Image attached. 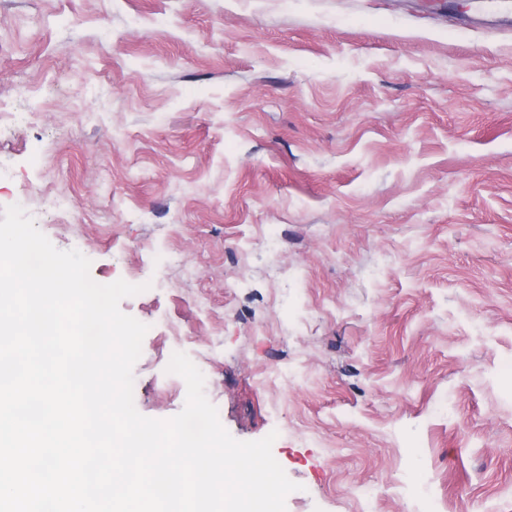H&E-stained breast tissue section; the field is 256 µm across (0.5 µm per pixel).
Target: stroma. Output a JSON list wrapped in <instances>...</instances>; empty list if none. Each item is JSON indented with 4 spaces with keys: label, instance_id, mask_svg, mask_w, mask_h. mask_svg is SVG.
Masks as SVG:
<instances>
[{
    "label": "stroma",
    "instance_id": "obj_1",
    "mask_svg": "<svg viewBox=\"0 0 512 512\" xmlns=\"http://www.w3.org/2000/svg\"><path fill=\"white\" fill-rule=\"evenodd\" d=\"M0 0V209L143 285L287 512H512V0ZM73 198L65 214L33 189Z\"/></svg>",
    "mask_w": 512,
    "mask_h": 512
}]
</instances>
